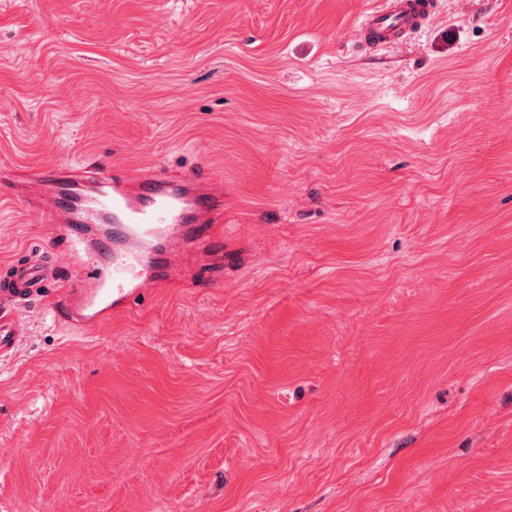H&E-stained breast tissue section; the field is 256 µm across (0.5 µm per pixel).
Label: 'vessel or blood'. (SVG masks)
<instances>
[{
	"label": "vessel or blood",
	"mask_w": 512,
	"mask_h": 512,
	"mask_svg": "<svg viewBox=\"0 0 512 512\" xmlns=\"http://www.w3.org/2000/svg\"><path fill=\"white\" fill-rule=\"evenodd\" d=\"M433 0H378L358 28L357 42L387 48L420 29ZM8 198L36 224L48 225L62 258L40 252L10 264L0 280V358L22 333L20 311L46 302L57 320L96 329L129 312L149 288L195 269L224 270V182L198 171L171 178L103 162L80 167L0 169ZM77 275L62 287L65 267Z\"/></svg>",
	"instance_id": "vessel-or-blood-1"
}]
</instances>
